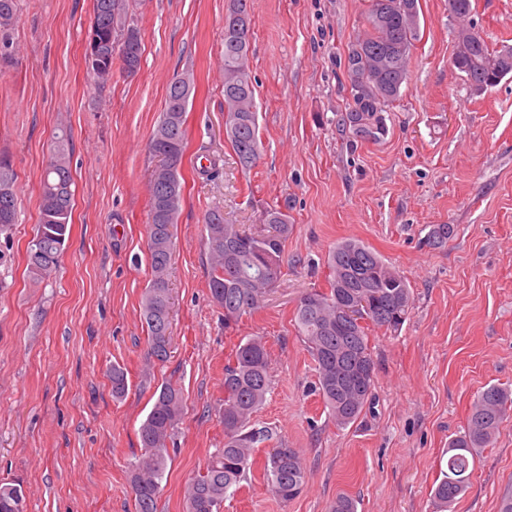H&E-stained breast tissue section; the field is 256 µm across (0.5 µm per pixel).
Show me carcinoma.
Wrapping results in <instances>:
<instances>
[{
  "instance_id": "carcinoma-1",
  "label": "carcinoma",
  "mask_w": 512,
  "mask_h": 512,
  "mask_svg": "<svg viewBox=\"0 0 512 512\" xmlns=\"http://www.w3.org/2000/svg\"><path fill=\"white\" fill-rule=\"evenodd\" d=\"M392 0H371L366 23L368 33L351 44L347 74L352 104L342 116L354 138L378 142L388 132L384 112L400 96L409 78V61L418 40L420 13L400 18L391 10ZM130 0H94L87 39L101 52L127 44L117 59L107 56L92 73L98 84L112 78L113 64L131 76L140 70L142 41L131 40L137 27L127 23ZM18 21L17 0H0V59L12 56L10 32ZM251 27L224 28V132L243 169L260 157L255 87L248 64ZM453 66L468 84H483L496 75L512 73V56L500 62V51L490 48L477 30L470 31L467 52ZM193 82L187 71L173 75L164 110L150 141L158 163L149 179L147 256L150 279L141 298V315L147 326L149 358L165 362L171 354L172 288L170 270L174 228L182 203L181 164L186 148L185 114L190 95L176 86ZM11 185L12 197L0 196V235H9L17 221L16 173L11 161L0 158V184ZM70 168V138L66 129L55 136L50 160L43 172L40 220L27 250V271L35 280L50 278L72 228L74 191ZM209 259L208 288L214 305L224 309V324L238 322L261 309L265 297L282 277L285 244L291 232L288 215L277 207L263 211L269 229L248 232L224 222L219 209L203 217ZM452 234L447 224H434L427 245L442 248ZM328 288H312L298 300L295 328L315 363V392L336 425L355 423L372 395L375 375L365 386L351 389L349 375L360 366L375 368L369 348L370 328L397 332L413 308L412 292L405 278L357 239L337 243L327 255ZM348 293L357 306L358 318L339 315L337 297ZM112 396L123 397L127 377L119 366L109 373ZM271 361L263 336H248L236 346L232 362L224 367V447L217 449L205 469L185 490L186 512H221L224 500L233 496L254 464V449L273 440L272 434L253 424V415L270 392ZM139 427L142 453L132 465L130 486L135 512H158L161 481L170 459L168 444L183 414L181 387L163 383ZM512 417V391L491 385L481 391L471 408L463 433L448 447L447 471L436 484L433 499L439 512H454L459 496L468 487L474 458L481 448L492 446L501 424ZM263 477L282 501L294 499L307 480L299 453L282 444L270 448L263 463ZM0 512H25L24 494L16 484L0 485Z\"/></svg>"
}]
</instances>
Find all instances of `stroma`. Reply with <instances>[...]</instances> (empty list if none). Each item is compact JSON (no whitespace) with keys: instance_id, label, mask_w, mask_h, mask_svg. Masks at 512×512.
<instances>
[{"instance_id":"1","label":"stroma","mask_w":512,"mask_h":512,"mask_svg":"<svg viewBox=\"0 0 512 512\" xmlns=\"http://www.w3.org/2000/svg\"><path fill=\"white\" fill-rule=\"evenodd\" d=\"M249 63L261 156L241 170L224 136L227 0H137L141 67L99 86L83 63L93 0H18L14 53L0 62V156L17 176L18 221L0 237V483L20 482L27 512H135L129 467L156 389L177 380L184 412L159 512L224 445V367L242 338L268 341L272 387L255 417L296 449L308 472L295 499L263 479L265 448L222 512H328L339 494L358 512H435L448 445L484 388L512 390V74L474 93L451 63L458 19L420 0L410 75L383 140H354L337 121L352 101L345 59L369 0H251ZM495 49L512 47V0H472ZM193 71L183 201L174 229L172 353L147 362L140 298L150 279L149 141L174 73ZM71 134L75 203L53 278L31 281L51 141ZM215 159L209 175L201 162ZM280 206L293 231L263 307L225 328L211 303L203 216L261 225ZM453 226L446 246L425 239ZM355 238L404 275L414 304L401 330L370 332L376 364L360 419L341 428L311 388L314 361L294 326L306 290L327 285L326 258ZM128 392L113 398L109 370ZM512 494V418L475 458L454 512H499Z\"/></svg>"}]
</instances>
